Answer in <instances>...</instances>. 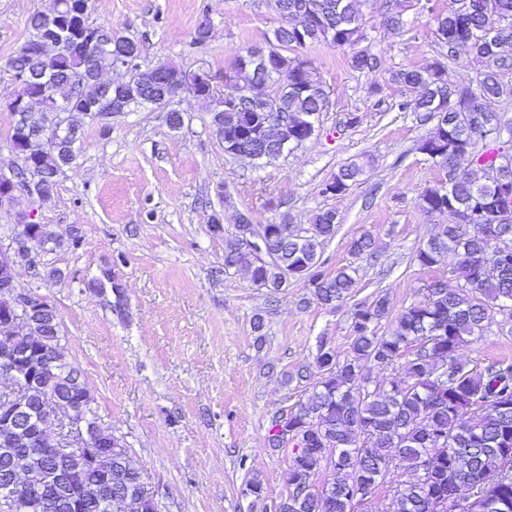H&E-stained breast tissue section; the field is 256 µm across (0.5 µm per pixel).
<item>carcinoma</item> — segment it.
<instances>
[{
	"mask_svg": "<svg viewBox=\"0 0 512 512\" xmlns=\"http://www.w3.org/2000/svg\"><path fill=\"white\" fill-rule=\"evenodd\" d=\"M287 2L289 22L273 31L268 47L238 50L230 82L238 93L254 90L285 72L288 83L270 99L253 100L248 109L226 105L211 110L213 132L242 150L263 140L262 126L272 112L288 116L278 130L287 150L309 140L316 130L328 92L323 84L308 80L304 70L308 61L288 52L319 42L351 48L366 39V21L356 8L357 0H318L314 15L304 11L310 0ZM380 7L395 30L403 26L404 14L413 4L412 0H383ZM87 10V0H64L52 19L41 12L31 15L28 36L8 63L12 79L26 81L29 105L27 111H18L14 96L0 107L14 117L10 141L21 149L18 183L34 194L39 190L53 194L55 177L78 156L82 125H76L75 137L68 141L55 142L48 136L57 122L56 106L80 115L110 114L150 105L164 94L176 97L189 92V72L170 61L139 66L132 82L106 88L97 70L100 57L92 54L86 41V31L92 28ZM435 22L440 42L447 48L445 61L401 68L392 72L390 81L418 91L399 109L416 113L422 123L431 122L441 97H448L450 111L421 140L418 150L446 168L451 182L425 188L419 194V206L426 214L449 212L459 223L444 225L417 249L415 258L423 268L452 258L459 283L449 289L433 282L427 299L403 308L385 334L378 333V327L390 314L386 294L354 304L353 338L343 357L327 341L320 342L316 359L325 376L306 403L288 416V431L305 445L301 455L291 458L289 481L312 482L325 470L328 492L300 500L288 498L281 512H355L350 491L361 484L371 486L373 492L386 487L393 512H429L431 500L446 499L452 491H469L487 475L512 472V461L500 452L504 440H512V360L470 366L457 358L462 346L487 335L503 308H512V255L487 265L490 239L470 227L490 221L482 213L487 204L512 210V192H503L505 186L512 189V156L497 143L481 140L482 133L501 126L498 113L469 110L466 119H460L453 106L464 92L463 84H451L445 78L446 62L465 48L476 62L486 64L474 96L485 101L503 94L500 73L512 70V0H450L448 11L436 15ZM97 29L105 38L107 55L140 52L129 37L112 32V25ZM55 35L61 36L57 51L38 53L37 46ZM350 66L372 71L377 55L368 47L354 51ZM464 157L469 158L468 169L459 167ZM364 172L358 163L345 165L322 184L321 193L341 195ZM338 224L332 209L318 211L314 224L301 231L286 221L255 224L247 216L235 225L224 251V267H245L255 286L273 291L290 280H302L318 303L336 306L348 299L356 284L348 267L332 274L322 270L320 247L336 235ZM34 238L45 252L60 244L59 235L44 224ZM259 238L275 260L257 262L253 243ZM350 252L374 256L371 237L353 239ZM38 336L43 346L56 347L61 321L39 327ZM399 360L403 361L402 378L387 388L370 387L363 366L383 368ZM472 403L485 408L478 430L465 418V408ZM439 438L447 451L433 455V480L419 483L420 453L435 447ZM361 444L366 448L362 458L352 453ZM83 477L92 484H109L112 491L125 496L138 488L141 470L123 444L112 449L109 478L93 469L85 470Z\"/></svg>",
	"mask_w": 512,
	"mask_h": 512,
	"instance_id": "carcinoma-1",
	"label": "carcinoma"
}]
</instances>
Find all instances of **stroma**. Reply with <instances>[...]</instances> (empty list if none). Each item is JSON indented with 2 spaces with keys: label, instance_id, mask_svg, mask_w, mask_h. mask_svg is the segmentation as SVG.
Returning <instances> with one entry per match:
<instances>
[{
  "label": "stroma",
  "instance_id": "stroma-1",
  "mask_svg": "<svg viewBox=\"0 0 512 512\" xmlns=\"http://www.w3.org/2000/svg\"><path fill=\"white\" fill-rule=\"evenodd\" d=\"M52 0H0V101L18 90L7 62L25 40L27 20ZM449 0H419L403 29L385 24L363 0L368 46L379 56L371 72L351 68L350 49L313 43L300 55L329 93V106L304 144L270 164L227 155L214 135L209 104L190 94L177 102L180 129L154 107L113 117L108 129L83 127L76 162L57 177L48 201L18 195L0 207V232L32 215L62 237L37 269L16 267L19 289L48 299L61 315L64 355L95 400L101 420L129 448L157 494L161 512H274L289 491L291 452L269 448L272 418L305 402L321 381L320 339L338 353L351 342L358 302L388 294L396 315L425 300L450 266L421 268L415 253L453 215H425L417 195L447 181L445 168L418 150L430 127L399 111L410 91L389 83L393 71L440 58L434 17ZM89 21L140 45L139 63L171 61L188 71L231 72L234 53L265 45L279 24L271 0H89ZM209 21L212 39L192 37ZM365 166L345 194L322 195L340 166ZM336 210L340 226L325 243V272L355 268L350 299L316 302L306 283L271 292L247 270L225 269L224 250L238 215L256 224L288 220L309 227L315 214ZM224 232L212 234L213 213ZM79 244H72L70 227ZM369 235L375 258H356L351 240ZM126 296L90 288L103 273ZM262 317V333L253 330ZM462 360L512 359V328L493 326L485 340L463 346ZM260 498L243 495L247 480Z\"/></svg>",
  "mask_w": 512,
  "mask_h": 512
}]
</instances>
